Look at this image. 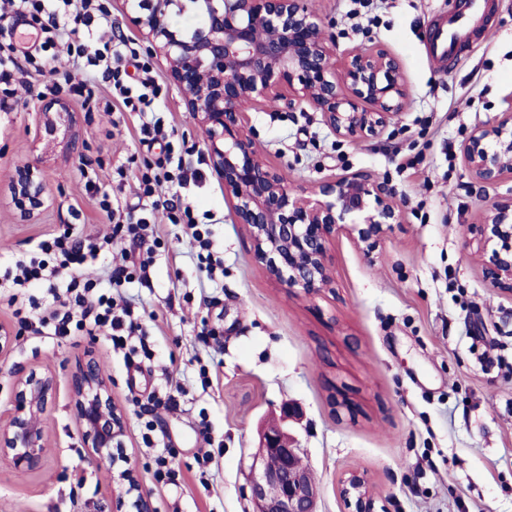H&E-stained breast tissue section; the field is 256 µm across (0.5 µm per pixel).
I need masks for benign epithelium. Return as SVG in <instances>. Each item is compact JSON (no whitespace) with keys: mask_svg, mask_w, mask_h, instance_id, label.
Segmentation results:
<instances>
[{"mask_svg":"<svg viewBox=\"0 0 512 512\" xmlns=\"http://www.w3.org/2000/svg\"><path fill=\"white\" fill-rule=\"evenodd\" d=\"M197 12V27L184 30L172 15ZM128 23L164 57L186 109L207 136L214 173L233 201L236 220L247 226L258 258L268 273L289 289L307 295L328 286V242L339 231L372 250L388 228L399 223L392 192L367 175L343 174L315 186L316 199L288 189L252 146L241 105L288 97L321 113L339 138L382 133L404 109L408 88L399 62L379 49L350 53L336 68L331 42L306 0H133ZM66 110L61 98H44L39 127L52 135ZM469 175L493 185L512 176V109L490 125L475 128L461 146ZM11 201L23 222L38 217L48 196L41 171L16 166L9 182ZM490 229L481 249L498 239L485 272L488 284L512 294V196L483 209ZM56 378L49 368L15 376L5 425L0 427V458L16 472L30 474L46 462L47 434L37 419L53 401ZM78 433L88 464L115 465L128 422L112 398V384L92 354L71 375ZM298 449L277 425L262 430L249 466L253 512H317L318 487L298 462ZM116 508L156 512L138 471H111ZM341 494L349 512H375L376 496L352 474Z\"/></svg>","mask_w":512,"mask_h":512,"instance_id":"1","label":"benign epithelium"}]
</instances>
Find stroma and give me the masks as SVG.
I'll return each instance as SVG.
<instances>
[{"instance_id": "35a3bbf8", "label": "stroma", "mask_w": 512, "mask_h": 512, "mask_svg": "<svg viewBox=\"0 0 512 512\" xmlns=\"http://www.w3.org/2000/svg\"><path fill=\"white\" fill-rule=\"evenodd\" d=\"M101 2L113 49L151 61L160 86L151 111L172 127L174 155L199 174L159 194L191 207L224 270H200L197 245L162 225L148 282L120 289L148 333V356L131 362L101 336L18 331L0 294V324L17 332L0 354V411L17 373L48 367L57 380L40 416L46 464L23 476L0 459V512H112L109 468L86 464L70 405L71 373L89 353L127 411L124 455L157 512H252L247 465L260 430L288 406L299 412L284 423L319 487V512H348L340 481L351 471L374 488L377 512H512V295L489 288L476 243L483 206L512 195V178L476 183L457 156L476 127L512 107V0H489L452 66L427 48L449 0H373L374 22L362 30L348 0H307L339 50L396 57L409 91L383 135L358 140L336 137L319 112L282 99L242 107L256 149L288 188L308 192L360 172L397 195L402 219L373 251L345 233L331 237V284L313 296L267 272L211 170L202 127L165 62L128 25V0ZM96 86L89 99L62 88L68 114L51 136L39 131L33 78L19 72L0 87V262L26 258L68 226L78 236L108 232L84 169H95L113 203L142 217L137 178L162 146L140 142L146 114L105 115L108 87ZM25 162L40 169L50 196L28 223L8 192ZM152 395L168 405L148 406ZM147 430L175 449L179 485H155ZM207 451L211 461L199 466Z\"/></svg>"}]
</instances>
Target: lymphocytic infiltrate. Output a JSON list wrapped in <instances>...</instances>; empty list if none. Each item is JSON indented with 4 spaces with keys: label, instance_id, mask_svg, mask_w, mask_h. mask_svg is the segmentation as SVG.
Segmentation results:
<instances>
[{
    "label": "lymphocytic infiltrate",
    "instance_id": "obj_1",
    "mask_svg": "<svg viewBox=\"0 0 512 512\" xmlns=\"http://www.w3.org/2000/svg\"><path fill=\"white\" fill-rule=\"evenodd\" d=\"M15 14L30 16L38 24L41 38L31 46H21L14 38L0 33V83L10 84L20 63L30 66L29 74L44 89L57 90L60 77L50 50L57 46V40L67 24L84 26L83 34L75 36L68 49L75 59L83 60L85 68L108 82L113 96L124 108L142 112L149 108L159 92L157 80L149 63H140L143 73L137 85L125 84L122 78L124 57L112 51L111 47H99L94 35L97 26L108 23L107 14L93 0H10ZM172 153H165L157 164L158 174H142L139 180L141 194L152 197L154 212L167 218L169 223L181 224L184 234L200 246L208 243L196 223L190 206H177L170 201H157L154 195L162 181L176 180L185 185L190 179L187 171L175 168ZM88 191L96 193L101 211L112 221L113 236L129 238L139 245H147L158 229V224L149 223L146 218L131 220L117 216L110 203L109 194L100 190L96 172L85 174ZM106 249L104 241L86 235L77 237L70 230L49 235L38 242L37 248L28 258L17 260L14 266L0 274V286H35L45 289L44 303H31L28 311L18 312L17 317L23 328H39L64 336L71 330L84 331L91 335L110 338L113 349L122 351L125 358L139 353L138 340L146 333L126 301L112 296V288L131 282L136 271H147L148 261H141L138 270L118 265L108 275L109 291H101L92 280L83 278L80 270L84 264L95 262Z\"/></svg>",
    "mask_w": 512,
    "mask_h": 512
}]
</instances>
